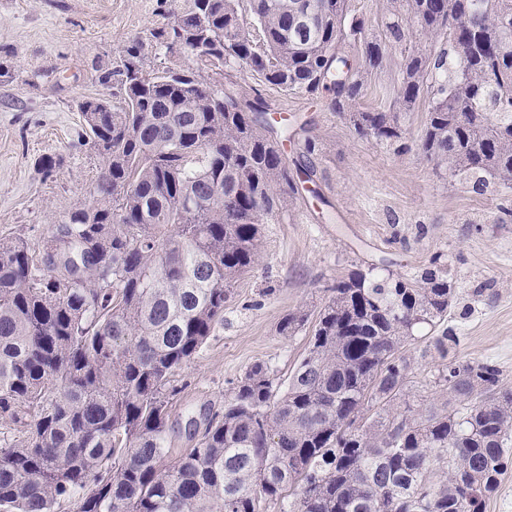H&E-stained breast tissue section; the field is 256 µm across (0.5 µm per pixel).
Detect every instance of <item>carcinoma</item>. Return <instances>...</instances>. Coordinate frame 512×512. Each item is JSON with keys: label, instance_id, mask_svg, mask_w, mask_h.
<instances>
[{"label": "carcinoma", "instance_id": "carcinoma-1", "mask_svg": "<svg viewBox=\"0 0 512 512\" xmlns=\"http://www.w3.org/2000/svg\"><path fill=\"white\" fill-rule=\"evenodd\" d=\"M387 12L375 33L348 0H184L126 47L116 101L83 113L100 158L90 200L41 241L0 238V512H485L512 464L499 368L453 363L448 401L394 410L402 344L424 327L443 355L459 342L442 327L454 291L435 260L411 279L370 267L336 280L286 388L255 364L164 464L177 371L259 261L262 225L315 173V142L289 169L288 129L224 69L329 92L390 147L426 100L425 161L478 194L512 185V0H387ZM408 41L419 48L401 55L389 108L362 109L365 77ZM173 45L221 79L147 67L148 50ZM307 322L290 313L279 334Z\"/></svg>", "mask_w": 512, "mask_h": 512}]
</instances>
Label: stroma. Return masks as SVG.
<instances>
[{"instance_id":"35a3bbf8","label":"stroma","mask_w":512,"mask_h":512,"mask_svg":"<svg viewBox=\"0 0 512 512\" xmlns=\"http://www.w3.org/2000/svg\"><path fill=\"white\" fill-rule=\"evenodd\" d=\"M179 0H0V237L37 241L81 201L99 168L80 105L112 94L123 50L163 26ZM368 76L361 106L387 107L399 85L398 50ZM236 89L261 97L296 145L312 138L314 191L301 192L282 220L264 227L262 257L233 285L219 324L177 378L166 459L189 442L185 425L219 411L240 378L266 363L284 386L308 345L309 330L278 332L290 313L317 315L329 287L376 266L412 278L439 258L455 288L448 323L460 343L443 355L418 339L402 349L410 368L398 409L446 401L438 377L455 361H490L512 391V189L477 194L440 177L417 145L426 104L403 119L402 150L359 136L327 97L291 94L259 76L233 72ZM56 167L44 174L41 161Z\"/></svg>"}]
</instances>
